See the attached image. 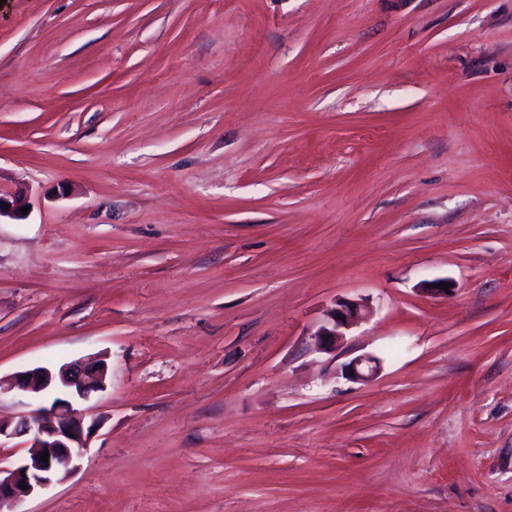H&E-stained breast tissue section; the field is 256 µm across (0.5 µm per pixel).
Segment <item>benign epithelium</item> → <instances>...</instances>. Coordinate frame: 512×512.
<instances>
[{"label": "benign epithelium", "instance_id": "benign-epithelium-1", "mask_svg": "<svg viewBox=\"0 0 512 512\" xmlns=\"http://www.w3.org/2000/svg\"><path fill=\"white\" fill-rule=\"evenodd\" d=\"M368 306L349 300L330 310L315 333L319 349L334 352L346 332L364 320ZM381 361L363 356L343 366L353 380L366 381L377 374ZM107 357L98 355L85 361L61 364L53 369L35 367L15 374L12 388L32 394H50L47 406L22 413L11 420L0 419V438H21L28 448L22 465L13 470L0 468V512H17V506L62 482L77 467L76 461L88 445L93 425L86 424L87 409L82 404L91 393L105 388ZM49 452V460H40ZM26 489H21V483Z\"/></svg>", "mask_w": 512, "mask_h": 512}]
</instances>
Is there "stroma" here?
<instances>
[{"label": "stroma", "mask_w": 512, "mask_h": 512, "mask_svg": "<svg viewBox=\"0 0 512 512\" xmlns=\"http://www.w3.org/2000/svg\"><path fill=\"white\" fill-rule=\"evenodd\" d=\"M0 196V378L109 365L23 512H512V0H0ZM338 306L327 313L324 323L315 333L319 349L325 352H335L347 336L346 332L364 320L369 312L368 306L358 300L345 301ZM324 335L328 339H324ZM381 361L377 357L363 356L352 359L343 366L346 374L353 380L366 381L377 374Z\"/></svg>", "instance_id": "stroma-1"}]
</instances>
